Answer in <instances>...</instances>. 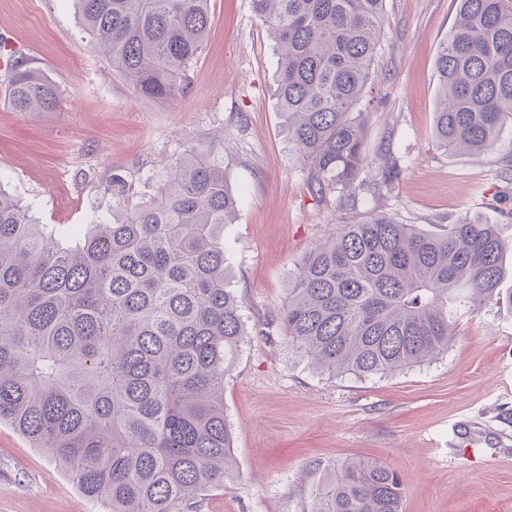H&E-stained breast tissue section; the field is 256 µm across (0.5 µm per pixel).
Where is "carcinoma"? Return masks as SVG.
Returning <instances> with one entry per match:
<instances>
[{
    "label": "carcinoma",
    "mask_w": 512,
    "mask_h": 512,
    "mask_svg": "<svg viewBox=\"0 0 512 512\" xmlns=\"http://www.w3.org/2000/svg\"><path fill=\"white\" fill-rule=\"evenodd\" d=\"M438 50L435 135L481 152L512 118V0H456ZM97 51L135 94L170 99L210 28L208 0H76ZM385 0H251L279 59L288 143L317 194L366 161L365 112ZM17 112H49L55 85L8 71ZM238 201L224 141L165 165L156 194L65 246L0 186V423L64 467L107 512H181L234 472L224 378L249 332L224 258ZM496 225L443 233L372 214L313 247L288 280L283 339L331 378L387 376L448 352L464 312L500 299ZM313 512H402V474L374 460L316 462Z\"/></svg>",
    "instance_id": "carcinoma-1"
}]
</instances>
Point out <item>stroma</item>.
<instances>
[{
  "label": "stroma",
  "instance_id": "stroma-1",
  "mask_svg": "<svg viewBox=\"0 0 512 512\" xmlns=\"http://www.w3.org/2000/svg\"><path fill=\"white\" fill-rule=\"evenodd\" d=\"M209 36L183 94L138 96L85 33L73 0H0V35L57 88L52 112L13 111L0 69V186L62 238L123 216L186 147L223 139L224 176L242 197L224 227L230 282L250 334L224 381L236 470L188 512H312L314 461L376 459L405 479L403 512H512V274L502 297L461 316L447 354L390 376L331 378L288 347L276 317L288 277L340 224L370 213L437 232L496 225L512 263V120L493 147L452 153L435 136L437 50L454 0H386L364 150L353 185L313 196L275 96L278 58L250 0H210ZM400 174L382 186L389 167ZM124 178L125 199L108 190ZM480 421L473 443L454 423ZM0 512H104L66 471L0 425Z\"/></svg>",
  "mask_w": 512,
  "mask_h": 512
}]
</instances>
